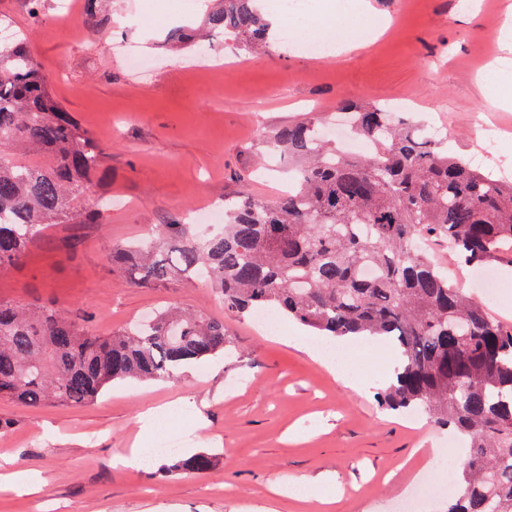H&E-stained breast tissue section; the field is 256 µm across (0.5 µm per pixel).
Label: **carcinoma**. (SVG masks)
I'll list each match as a JSON object with an SVG mask.
<instances>
[{"instance_id": "cac0c4a2", "label": "carcinoma", "mask_w": 512, "mask_h": 512, "mask_svg": "<svg viewBox=\"0 0 512 512\" xmlns=\"http://www.w3.org/2000/svg\"><path fill=\"white\" fill-rule=\"evenodd\" d=\"M208 24L251 52L269 40L257 0H224ZM350 154L306 117L262 140L296 161L275 200L244 191L224 202V227L205 237L162 224L108 255L131 285L205 275L224 307L292 318L314 335L376 337L395 347V379L380 402L425 415L466 446L448 512H512V326L456 286L429 243L481 267L512 250V181L432 141L426 128L376 102H350ZM106 148L66 112L23 38L0 43V273L25 258L49 224H102L104 206L70 210L91 193ZM372 274L364 275L365 269ZM224 321L202 311L156 313L97 336L53 304L0 299V401L82 407L114 381L173 380L224 352ZM210 455L174 460L165 473H205Z\"/></svg>"}]
</instances>
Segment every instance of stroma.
<instances>
[{
  "mask_svg": "<svg viewBox=\"0 0 512 512\" xmlns=\"http://www.w3.org/2000/svg\"><path fill=\"white\" fill-rule=\"evenodd\" d=\"M60 1L0 0V17L51 73L61 106L107 148L95 191L72 208L102 197L112 208L106 223L61 224L37 238L0 274V298L55 304L102 336L163 306L199 310L223 320L231 345L176 380L117 382L84 407L0 401V457L42 483L37 495L0 493V512H323L267 488L302 476L322 478L332 512H396L416 486L415 449L444 461L448 432L381 405L387 347L337 348L332 362L344 377L336 379L305 353L315 339L303 326L286 322L281 336L258 328L203 280L129 285L108 253L204 200L220 205L245 190L274 198L288 186V163L262 151L263 134L311 114L332 117L343 100L400 103L424 122L441 114L451 152L512 173V110L491 107L480 83L512 62V51L488 42L512 0H473L471 13L461 9L466 0H371L384 34L322 61L277 43L245 56L231 36L204 28V0L188 9L179 0H68L67 25L57 21ZM137 14L155 21L133 24ZM176 29L187 44L169 42ZM131 47L153 58L150 74L127 66ZM432 251L459 287L512 325V263L493 265L490 296L471 267L441 246ZM150 408L158 415L147 429L141 415ZM168 432L182 455H213L212 469L168 475V456L135 461L133 449Z\"/></svg>",
  "mask_w": 512,
  "mask_h": 512,
  "instance_id": "1",
  "label": "stroma"
}]
</instances>
